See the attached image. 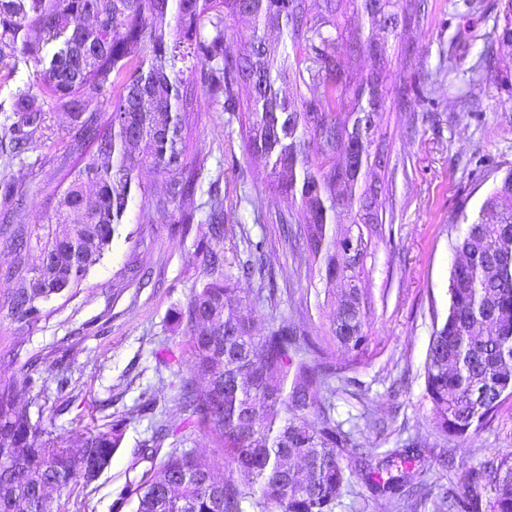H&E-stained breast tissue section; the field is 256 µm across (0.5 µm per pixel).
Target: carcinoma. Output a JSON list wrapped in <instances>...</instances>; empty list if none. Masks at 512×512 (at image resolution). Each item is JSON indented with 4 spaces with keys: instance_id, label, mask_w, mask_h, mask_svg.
<instances>
[{
    "instance_id": "cac0c4a2",
    "label": "carcinoma",
    "mask_w": 512,
    "mask_h": 512,
    "mask_svg": "<svg viewBox=\"0 0 512 512\" xmlns=\"http://www.w3.org/2000/svg\"><path fill=\"white\" fill-rule=\"evenodd\" d=\"M372 0H0V61L34 68L36 83L20 92L17 121L0 137V149L28 150L46 117L38 98L49 99L77 126L65 147L51 194L54 213L45 224L24 223L21 204L0 238L13 259L0 270V319L16 336L10 353L43 317V305L75 297L90 269L112 245L135 198L159 213L179 214L189 233L194 213L183 209L201 177L202 159L190 144L186 119L196 89L244 117L245 148L270 167L271 189L287 202L275 215L296 225L291 238L308 261L298 274L346 286L344 303L320 336L303 323L280 321L256 336L247 302L224 272V253L209 240L224 238V202L215 196L206 212L209 239L196 240L206 279L179 312L190 336L192 365L174 399L182 426L203 430L222 452L224 478L215 463L192 449L173 448L115 503L134 512H333L351 476H369L383 496L403 499L421 467L418 450L396 448L377 464L357 451L334 415L333 399L347 391L368 353V310L357 281L361 259L342 250L351 227L383 223V201H369L371 146L386 111L385 42L346 23L364 15L371 29L398 37L370 7ZM394 20L421 17V0H379ZM251 19L254 50L237 58L227 46V22ZM287 30L294 54L266 38ZM500 51L512 55V0H504ZM374 50L366 73L356 58ZM291 81L299 102L281 95ZM112 96L108 116H84L88 99ZM149 168L163 179L154 195L139 181ZM479 218L457 241L469 263L454 264L449 311L431 336L425 367L426 395L440 433L465 441L479 433L512 394V169L487 195ZM258 298L279 305L275 252L258 242ZM268 293H263V289ZM346 352L336 360V348ZM124 420L107 430L90 428L83 454L68 439L32 421L17 399V382L0 378V512H70V497L83 469L85 483L112 461ZM171 427L156 422L143 444L155 459ZM493 512H512V461L504 459L490 482ZM57 498H52L51 494ZM440 509L476 512L478 504L443 498Z\"/></svg>"
}]
</instances>
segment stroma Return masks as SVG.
<instances>
[{"label":"stroma","instance_id":"1","mask_svg":"<svg viewBox=\"0 0 512 512\" xmlns=\"http://www.w3.org/2000/svg\"><path fill=\"white\" fill-rule=\"evenodd\" d=\"M420 20L399 26L389 39L383 83L386 110L381 125L388 147L377 171L385 184L382 223L369 226L371 246L359 288L371 303L369 351L353 371L350 393L338 394L335 416L353 432L368 457L378 460L394 448H419L428 487L418 512H438L442 497L462 492L488 512L489 465L512 458V401L466 443L446 440L435 428L425 391L430 337L448 315V283L455 242L476 219L494 185L512 169V59L495 53L503 0H423ZM0 129L15 120V93L32 84L33 69L0 61ZM442 86L437 106L407 111L405 88ZM41 105L50 131H36L20 157L0 152V182L22 198L26 221L46 223L55 203L39 194L57 169L64 140L74 136L66 111L50 100ZM193 114L194 144L204 164L202 181L185 204L194 212L190 234L177 217L131 204L112 246L69 302L47 304L43 318L25 339L18 357L9 326L0 327V376L21 379L28 357L40 366L31 383L20 386L31 414L50 418L53 429L80 449L86 428H108L124 419L121 443L111 465L90 484L77 485L73 512H112L130 480L148 469L138 450L157 418L172 428L165 448H192L214 456L218 449L204 432L183 427L174 399L191 365L189 335L177 314L204 278L194 240L202 234L209 190L224 200V270L242 296L258 334L272 319H295L308 281L297 278V261L285 243L287 227L259 217L252 198L277 207L266 194L269 168L245 151L238 116L224 112L206 92H198ZM276 250L277 311L256 302L257 280L244 277L247 241ZM140 279L113 292L130 261Z\"/></svg>","mask_w":512,"mask_h":512}]
</instances>
